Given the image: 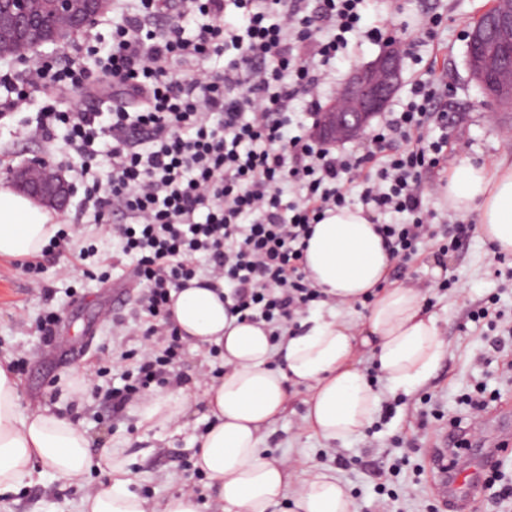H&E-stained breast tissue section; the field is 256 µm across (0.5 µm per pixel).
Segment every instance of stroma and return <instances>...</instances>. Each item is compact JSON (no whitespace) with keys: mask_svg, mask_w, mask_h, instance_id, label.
I'll return each mask as SVG.
<instances>
[{"mask_svg":"<svg viewBox=\"0 0 512 512\" xmlns=\"http://www.w3.org/2000/svg\"><path fill=\"white\" fill-rule=\"evenodd\" d=\"M492 0H395L385 7L383 0H369L363 12L362 27H380L402 44V81L390 100L389 109H399L407 101L413 81L422 79L438 84L448 125L433 129L432 137H446L453 144L447 161L429 175L430 191L425 194L437 223H445L448 203L440 185L448 169L460 159L470 158L490 165L512 163V148L504 135L512 129V111L485 107V96L470 79L466 65L467 32L490 7ZM43 105L35 100L18 112L0 114V180L9 181L13 168L42 156L66 172L76 191L61 210L60 221L72 236L75 249L96 246L97 255L72 265L71 252L50 250L44 260L43 281L53 290L45 299L34 288L14 260L0 258V356L13 361L20 380L23 407L48 406L83 424L94 451L109 447L131 462L134 488L143 497L159 501L169 494L197 488L200 512H218L216 498L209 494L206 478L192 466V438L207 425L204 408L195 404L179 422L164 426L143 421L136 407L116 413L106 390L80 391V380H92L98 368L106 366L112 355L138 352L147 342L141 333L113 337L112 320L120 317L134 322L136 282L134 259L119 254L105 236L109 212L86 211V180L80 175V159L68 148L64 134L51 142L30 138ZM455 223L467 230L459 248L441 254L434 246L423 247L414 259L400 265L402 283L427 289L428 303L438 319L447 342V352L427 382L406 392L405 402L386 420L374 419V429L342 443L340 452L347 460L335 470L355 502L356 512H436L435 492L426 455L436 438L451 425L468 426L473 419L461 403V396L476 383L497 392L485 416L503 407L512 408V380L504 370L512 361V346L496 348L485 330L469 321L471 308L488 298H497L502 320L512 323V255L490 264L491 249L479 237L477 214L455 216ZM442 274H435V267ZM455 281L462 287L459 296L440 292L441 280ZM58 309L61 329L83 337L79 352L63 354L44 345L37 332V320L47 307ZM431 401L442 414L441 420L420 426L417 412L423 401ZM301 396H294L284 417L262 437L261 445L274 459L289 461L294 467H330L325 459L328 442L312 435L302 422ZM389 448H409L413 454L396 483L404 489L399 500L384 504L376 493L378 466ZM81 490L51 481L21 489L15 512H78Z\"/></svg>","mask_w":512,"mask_h":512,"instance_id":"35a3bbf8","label":"stroma"}]
</instances>
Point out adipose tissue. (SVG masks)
I'll list each match as a JSON object with an SVG mask.
<instances>
[{"instance_id":"adipose-tissue-1","label":"adipose tissue","mask_w":512,"mask_h":512,"mask_svg":"<svg viewBox=\"0 0 512 512\" xmlns=\"http://www.w3.org/2000/svg\"><path fill=\"white\" fill-rule=\"evenodd\" d=\"M448 206L477 213L482 239L512 254V164L462 159L448 173ZM55 211L0 182V257L40 254L59 229ZM394 263L362 207L328 212L314 225L305 253L315 285L350 307L368 302L357 322L349 315L315 312L299 333L273 338L264 322L230 314L227 301L195 284L173 290L171 320L193 347L217 345L225 372L207 383L201 403L210 424L196 439L194 466L213 488L223 512H354L345 486L330 471L295 473L263 455L262 433L287 411L292 390L305 388L303 421L326 440L347 442L370 426L382 403L363 361H370L390 390L422 384L446 353L437 318L418 287L388 286ZM87 431L50 408L23 411L20 381L0 363V501L52 473L72 486L91 470L107 483L86 491L80 512H199L194 494L178 491L158 507L133 492L130 461L102 449L91 458Z\"/></svg>"}]
</instances>
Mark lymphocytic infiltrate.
I'll return each mask as SVG.
<instances>
[{
  "mask_svg": "<svg viewBox=\"0 0 512 512\" xmlns=\"http://www.w3.org/2000/svg\"><path fill=\"white\" fill-rule=\"evenodd\" d=\"M365 0H139L118 11L110 36L86 33L99 66L91 78L74 53L60 67L33 66L4 74L0 111H17L35 96L46 104L33 131L52 139L57 125L82 159V172L105 156L86 205L111 210L107 231L122 254L135 257L141 286L138 321L150 337L112 391L119 412L152 387L179 386L175 369L186 345L168 320L173 287L203 276L228 283L231 313L276 327L327 296L309 279L305 255L313 224L346 207V183L360 182L361 198L385 248L404 261L421 247L455 249L465 231L448 227L440 240L424 202L426 173L445 158L447 139L428 131L446 125L436 93L414 81L401 110L384 113L366 143L346 149L320 141L310 125L321 109L333 62L348 34L382 39L361 26ZM198 20L193 37L180 21ZM235 49L222 69L208 56ZM81 90L112 103L104 112L58 110L60 97ZM305 97L306 126L288 131V109ZM106 136L104 154L93 145ZM298 194L284 216L282 194ZM389 212L409 214L388 223Z\"/></svg>",
  "mask_w": 512,
  "mask_h": 512,
  "instance_id": "obj_1",
  "label": "lymphocytic infiltrate"
}]
</instances>
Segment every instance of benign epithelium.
Masks as SVG:
<instances>
[{
  "label": "benign epithelium",
  "mask_w": 512,
  "mask_h": 512,
  "mask_svg": "<svg viewBox=\"0 0 512 512\" xmlns=\"http://www.w3.org/2000/svg\"><path fill=\"white\" fill-rule=\"evenodd\" d=\"M7 21L17 39L6 48L26 59L37 48H63L80 33L94 26L109 11L111 0H6ZM498 42L512 45V0H494L467 36V67L471 78L483 89L488 104L506 91L485 77L487 48ZM401 82L399 48L393 40L374 59L353 67L339 96L343 109L320 113L316 137L324 142H345L365 134L372 120L387 106ZM10 180L20 192L40 203L64 209L75 186L40 157L11 172Z\"/></svg>",
  "instance_id": "benign-epithelium-1"
}]
</instances>
